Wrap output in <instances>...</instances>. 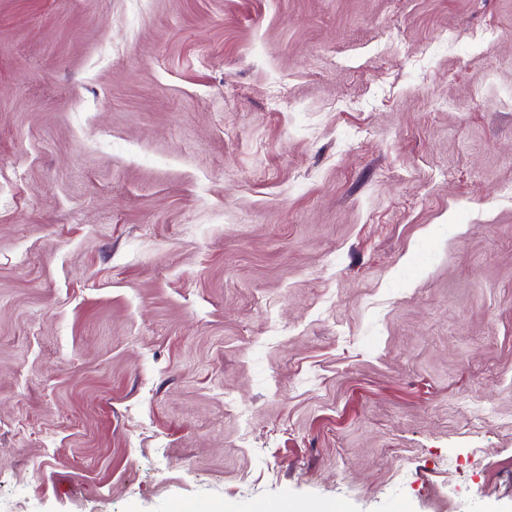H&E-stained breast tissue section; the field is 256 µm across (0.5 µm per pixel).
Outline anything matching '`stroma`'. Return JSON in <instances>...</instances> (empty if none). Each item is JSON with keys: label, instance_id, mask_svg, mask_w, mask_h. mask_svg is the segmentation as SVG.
Instances as JSON below:
<instances>
[{"label": "stroma", "instance_id": "1", "mask_svg": "<svg viewBox=\"0 0 512 512\" xmlns=\"http://www.w3.org/2000/svg\"><path fill=\"white\" fill-rule=\"evenodd\" d=\"M18 494L512 512V0H0Z\"/></svg>", "mask_w": 512, "mask_h": 512}]
</instances>
